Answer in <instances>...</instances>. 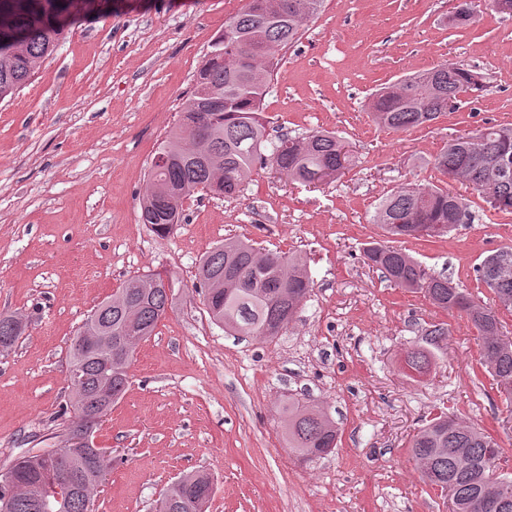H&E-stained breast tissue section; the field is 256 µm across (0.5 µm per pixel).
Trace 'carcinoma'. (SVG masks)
Instances as JSON below:
<instances>
[{
	"label": "carcinoma",
	"instance_id": "obj_1",
	"mask_svg": "<svg viewBox=\"0 0 512 512\" xmlns=\"http://www.w3.org/2000/svg\"><path fill=\"white\" fill-rule=\"evenodd\" d=\"M85 0H0V102L16 94L35 75L34 65L50 56L60 37L78 20L73 6ZM304 0H246L241 11L224 24L211 44L193 90L182 103L175 125L157 154L170 155L167 166L150 164L140 197L143 223L165 236L183 220L184 200L210 189L217 162L224 172V189L240 191L255 163L265 160L278 174L308 184L335 181L350 167L346 143L328 130L302 138H283L269 157L261 153L268 133L261 118L262 103L280 51L296 43L324 0H313L306 13ZM484 85L477 73L457 62L440 63L383 87L370 100L375 120L392 130L427 127L443 112L454 109L460 96L478 98ZM199 113L210 120L211 133L201 142L186 134L188 121ZM433 167L450 181H461L491 208L512 213V125L487 123L448 140L433 159ZM471 220L468 204L445 186L397 187L379 203L373 223L385 239L364 251L367 264L381 271L391 285L420 292L444 311L466 317L481 342V364L492 375L498 392L512 405V340L505 341L495 309L458 288L451 279L430 272L391 241L405 237H442ZM268 253L249 242L226 238L200 261L198 285L208 313L227 333L271 341L277 326L291 322L311 291L306 261ZM477 280L493 292L496 304L512 309V248L487 255L474 268ZM148 275L129 277L96 306L73 337L70 366L81 381L69 378L73 416L63 444L18 458L7 469L16 483L0 474V512H39L35 503L46 498V512H93L94 496L106 480V450L90 448L79 456L68 453L71 441L98 425L125 394L131 361L107 362L84 346L82 333L91 325L126 336L131 351L152 336L172 308L173 297L163 288H144ZM224 283L215 294L212 283ZM24 320L0 314V351L10 349L25 333ZM433 353L417 347L407 351L406 366L419 375L429 371ZM112 389V403L101 407L91 398ZM283 434L300 460H313L336 448L338 428L317 406L292 400L284 408ZM410 454L424 479L451 498L454 512H512V477L499 472L501 451L486 430L445 412L431 418L410 440ZM68 470L70 485L55 482L47 463ZM214 492L213 478L204 472L185 473L173 481L158 501L156 512H199Z\"/></svg>",
	"mask_w": 512,
	"mask_h": 512
}]
</instances>
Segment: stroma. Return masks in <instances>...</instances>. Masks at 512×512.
Listing matches in <instances>:
<instances>
[{"mask_svg": "<svg viewBox=\"0 0 512 512\" xmlns=\"http://www.w3.org/2000/svg\"><path fill=\"white\" fill-rule=\"evenodd\" d=\"M244 4L94 0L34 78L0 102V314L28 320L0 352V471L61 444L72 336L127 278L162 271L174 305L91 436L112 462L94 512H154L170 483L195 470L215 478L207 512H448L409 453L413 434L440 412L457 415L494 437L512 472V422L466 318L391 286L363 248L381 235L372 219L384 195L443 182L429 160L448 139L512 124V14L485 10L457 26L452 0H325L282 52L261 152L326 129L349 144L351 169L314 186L255 166L239 196L197 193L185 222L157 236L139 203L150 162L211 41ZM446 61L481 73L482 97L425 128L374 122L371 93ZM447 184L470 222L402 247L491 303L474 267L512 248V214ZM233 236L308 261L311 295L274 340L227 335L195 288L200 259ZM437 323L448 334L436 363L406 375V350L425 345ZM292 396L337 422L329 455L291 453L281 410Z\"/></svg>", "mask_w": 512, "mask_h": 512, "instance_id": "35a3bbf8", "label": "stroma"}]
</instances>
